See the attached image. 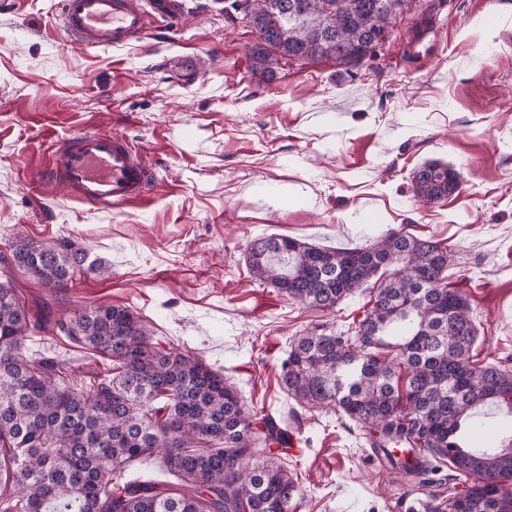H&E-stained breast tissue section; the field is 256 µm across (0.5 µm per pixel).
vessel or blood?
<instances>
[{"label":"vessel or blood","mask_w":512,"mask_h":512,"mask_svg":"<svg viewBox=\"0 0 512 512\" xmlns=\"http://www.w3.org/2000/svg\"><path fill=\"white\" fill-rule=\"evenodd\" d=\"M176 0H63L61 26L78 45L120 47L142 39L150 21L170 18ZM47 181L88 204L124 206L145 199L156 173L127 139L77 130L52 146Z\"/></svg>","instance_id":"1"}]
</instances>
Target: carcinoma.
<instances>
[{
  "label": "carcinoma",
  "instance_id": "1",
  "mask_svg": "<svg viewBox=\"0 0 512 512\" xmlns=\"http://www.w3.org/2000/svg\"><path fill=\"white\" fill-rule=\"evenodd\" d=\"M412 0H234L236 20L264 40L252 76L283 59H328L358 67ZM414 196L438 204L460 187L448 163L411 172ZM255 280L292 299L334 309L368 283L376 294L356 335L323 327L288 343L283 380L296 399L342 412L374 453L411 478L421 512H512V370L473 360L478 331L449 287L451 250L397 230L361 247L327 249L286 236L247 246ZM0 512H293L296 480L273 447L289 432L248 406L202 360L153 339V326L109 302L53 321L31 314L13 274L50 293L76 277L110 275L68 241L18 239L0 251ZM50 328L105 358L107 374L75 387L52 359L31 360L26 337ZM483 408L505 410L497 448H472ZM134 461L159 462L184 488L163 492L117 481ZM464 490L438 477L444 466Z\"/></svg>",
  "mask_w": 512,
  "mask_h": 512
}]
</instances>
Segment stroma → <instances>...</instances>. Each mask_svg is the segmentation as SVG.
<instances>
[{"label": "stroma", "mask_w": 512, "mask_h": 512, "mask_svg": "<svg viewBox=\"0 0 512 512\" xmlns=\"http://www.w3.org/2000/svg\"><path fill=\"white\" fill-rule=\"evenodd\" d=\"M58 3L0 0V248L27 238L86 249L111 275L76 281L53 316L127 306L162 346L229 369L248 405L293 437L281 459L300 488L295 512H409L410 484L363 429L300 406L282 382L289 342L318 326L352 335L374 289L331 311L304 306L250 276L247 244L354 248L396 229L450 245L475 355L512 368V0H415L364 65L284 63L262 82L231 0H185L173 22L109 50L71 41ZM80 128L143 153L157 175L148 200L108 210L43 180L52 143ZM428 160L461 181L430 206L409 180ZM26 354L67 361L77 382L107 366L49 333Z\"/></svg>", "instance_id": "1"}]
</instances>
